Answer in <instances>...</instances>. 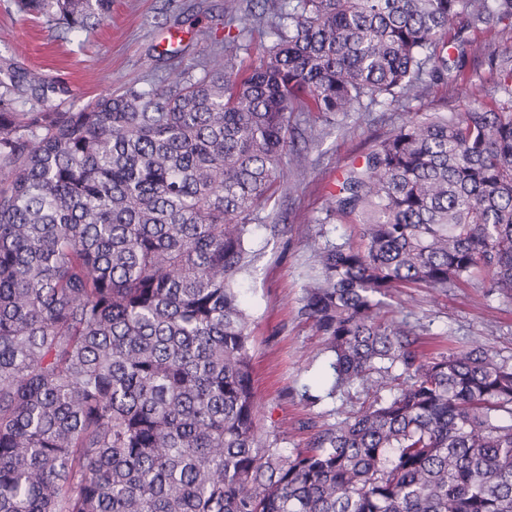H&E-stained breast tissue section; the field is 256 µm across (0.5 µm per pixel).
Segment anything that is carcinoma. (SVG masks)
Listing matches in <instances>:
<instances>
[{"instance_id":"cac0c4a2","label":"carcinoma","mask_w":512,"mask_h":512,"mask_svg":"<svg viewBox=\"0 0 512 512\" xmlns=\"http://www.w3.org/2000/svg\"><path fill=\"white\" fill-rule=\"evenodd\" d=\"M244 2L226 26L270 37L244 70L179 62L64 110L67 82L0 63V512H512V364L425 360L386 319L477 268L512 299V55L462 38L512 31V0H279L270 25ZM18 6L81 33L112 0ZM477 60L489 100L399 126L336 194L360 244H313L330 393H395L288 454L257 431L235 284L302 161L292 116L457 86Z\"/></svg>"}]
</instances>
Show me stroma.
<instances>
[{"label":"stroma","instance_id":"obj_1","mask_svg":"<svg viewBox=\"0 0 512 512\" xmlns=\"http://www.w3.org/2000/svg\"><path fill=\"white\" fill-rule=\"evenodd\" d=\"M229 0H112L108 20L89 33L65 35L41 16L0 0V61L67 81L76 105L166 75L165 51L184 64L213 55L248 61L224 24ZM493 79L480 69L471 82L427 88L406 106L306 115L296 139L301 165H284L270 204L254 221L253 264L237 282L249 315L252 380L259 433L285 450L306 447L314 426L333 424L364 400L361 388L330 392L333 372L323 338L304 314L305 290L318 273L312 239L357 243L355 216L329 202L344 174L413 113L459 110L486 99ZM393 316L415 326L426 355L480 345L512 363V300L492 293L486 272L445 292L424 288L392 301Z\"/></svg>","mask_w":512,"mask_h":512}]
</instances>
